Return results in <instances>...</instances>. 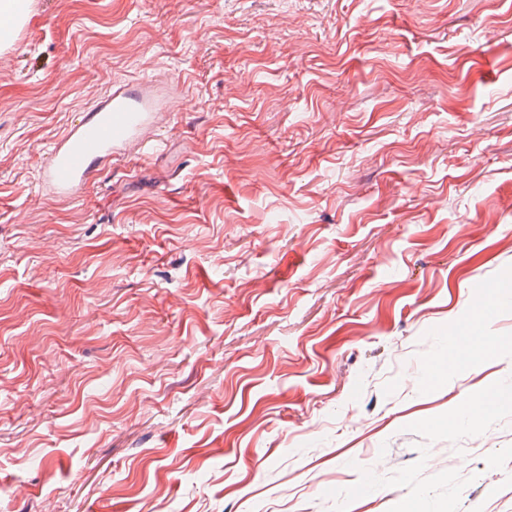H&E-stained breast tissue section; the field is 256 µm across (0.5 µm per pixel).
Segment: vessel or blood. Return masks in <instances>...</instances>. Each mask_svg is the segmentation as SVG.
Segmentation results:
<instances>
[{
    "label": "vessel or blood",
    "instance_id": "obj_1",
    "mask_svg": "<svg viewBox=\"0 0 512 512\" xmlns=\"http://www.w3.org/2000/svg\"><path fill=\"white\" fill-rule=\"evenodd\" d=\"M170 108V102L157 100L143 81L113 90L47 150L38 180L40 191L62 200L75 198L112 160L141 148L157 113Z\"/></svg>",
    "mask_w": 512,
    "mask_h": 512
}]
</instances>
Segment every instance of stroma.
Instances as JSON below:
<instances>
[{"label":"stroma","instance_id":"stroma-1","mask_svg":"<svg viewBox=\"0 0 512 512\" xmlns=\"http://www.w3.org/2000/svg\"><path fill=\"white\" fill-rule=\"evenodd\" d=\"M140 79L154 140L40 193ZM0 512H512V0H31Z\"/></svg>","mask_w":512,"mask_h":512}]
</instances>
